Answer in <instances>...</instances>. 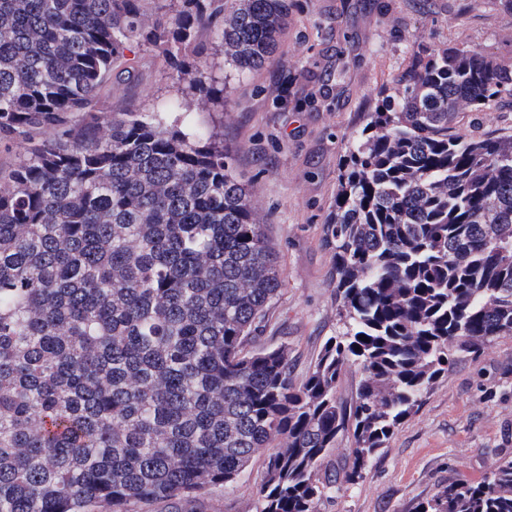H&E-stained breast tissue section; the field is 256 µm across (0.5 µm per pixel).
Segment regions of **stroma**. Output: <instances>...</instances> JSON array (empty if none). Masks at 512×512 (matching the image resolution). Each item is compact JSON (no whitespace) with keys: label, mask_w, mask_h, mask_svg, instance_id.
Segmentation results:
<instances>
[{"label":"stroma","mask_w":512,"mask_h":512,"mask_svg":"<svg viewBox=\"0 0 512 512\" xmlns=\"http://www.w3.org/2000/svg\"><path fill=\"white\" fill-rule=\"evenodd\" d=\"M421 42L478 46L512 62V10L499 0H288L279 62L234 79L223 112L193 115L199 129L222 126L236 147L235 167L249 180L279 253L281 292L259 344H288L296 377L340 327L333 252L322 229L335 207L348 138ZM145 63L142 83L130 92L113 88L111 102L146 108L174 95L161 63ZM461 128L512 135V91L464 113ZM511 458L512 336H504L459 358L362 481L324 498L318 512H416L448 483L481 482ZM262 472L254 461L231 487L210 488L196 512H255Z\"/></svg>","instance_id":"stroma-1"}]
</instances>
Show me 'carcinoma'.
Listing matches in <instances>:
<instances>
[{
	"label": "carcinoma",
	"instance_id": "1",
	"mask_svg": "<svg viewBox=\"0 0 512 512\" xmlns=\"http://www.w3.org/2000/svg\"><path fill=\"white\" fill-rule=\"evenodd\" d=\"M143 2L0 0V145H26L0 168V512H183L262 450L255 512H317L456 359L512 335V135L457 128L512 88V64L421 44L364 114L323 226L344 330L298 380L287 345L246 350L279 256L224 133L191 120L230 89L202 32L234 74L259 71L288 0ZM148 53L176 99L107 110ZM417 512H512V460Z\"/></svg>",
	"mask_w": 512,
	"mask_h": 512
}]
</instances>
